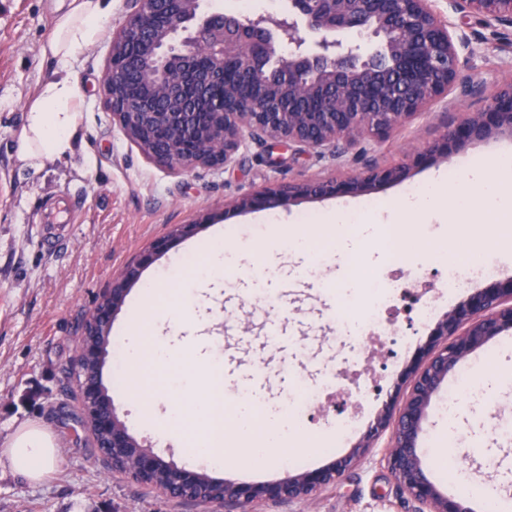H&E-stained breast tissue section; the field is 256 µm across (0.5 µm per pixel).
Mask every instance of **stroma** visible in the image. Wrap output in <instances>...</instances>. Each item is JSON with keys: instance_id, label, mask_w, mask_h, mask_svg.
I'll list each match as a JSON object with an SVG mask.
<instances>
[{"instance_id": "stroma-1", "label": "stroma", "mask_w": 512, "mask_h": 512, "mask_svg": "<svg viewBox=\"0 0 512 512\" xmlns=\"http://www.w3.org/2000/svg\"><path fill=\"white\" fill-rule=\"evenodd\" d=\"M69 4L0 0V512H238L230 504L169 499L114 471L98 453L90 430L78 425L82 410L74 366L86 313L154 239L213 215L211 227L174 246L178 254L191 242H204L212 228H223L225 248L237 251L239 259L225 266L221 281L199 288L190 311L180 308L191 279L182 269L160 287L138 320L129 321L125 306L112 320L116 329L130 325L147 348L165 315L174 312L184 321L185 331L174 339L181 347L175 360L163 366L142 360L127 394L115 387L108 393L132 436L165 460L190 469L194 463L187 446L196 438L198 415L185 412L182 429L169 436L158 427L179 410L181 399L172 383L185 377L195 353H209L206 332L226 335L228 355L246 369L261 371L254 381L246 369H225L226 394L243 390L279 403L322 378L336 361L359 356L353 328L369 313V281L384 280L395 269L406 277L426 274L436 318L461 301V293L438 286L444 275L438 247L447 234L455 236L451 261L478 252L492 261L499 278H512V257L500 249L501 238L512 237V212L496 217L491 233L481 239L464 224L449 229L440 212H433L416 224L408 250L391 261L381 237L356 235L355 252L349 255L331 240L324 224L310 223V216L335 207L333 196L277 208L269 224L260 221L263 209L230 208L268 188L351 174L368 160L408 163L406 180L369 193L379 202H397L406 185L421 183L436 170L430 163H409L410 152L438 140L446 122L483 111L498 86L512 80V32L488 27L476 15L457 19L470 40L463 76L479 83L481 94L435 102L388 138L367 140L344 169L308 151L282 147L269 154L251 146L231 166L175 174L150 163L113 126L105 105L102 82L112 33L129 12L128 0H114L112 17L97 41L72 62L83 100L84 152L35 169L18 160V135L30 97L54 76L56 65L42 50ZM72 196L80 201L81 220L68 244L48 251L44 226ZM299 232L307 235L309 247L295 254L288 242ZM254 285L272 296L268 307L244 300L225 305V298ZM433 327V321L419 323L411 308L403 307L398 328L405 343L396 355L383 351L371 357L363 371L369 387L363 412L349 406L326 415L314 407L289 416L290 442L273 448L267 463L251 471L243 465L249 447L229 440L222 449L223 477L274 482L299 468L322 467L346 456L394 397L402 371ZM467 368L469 380L450 376L434 400L421 439L424 462L437 485L455 483L448 471L453 465L470 488L491 485L502 496H512V435L505 433L512 426V383L506 381L512 376V330L472 353ZM351 418L356 421L353 432L342 435L340 423ZM27 424L43 426L57 442L58 465L39 481L17 474L5 453ZM385 446V440H378L339 482L312 499L262 502L253 512H420L398 490L383 461Z\"/></svg>"}]
</instances>
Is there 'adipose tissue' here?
<instances>
[{
    "mask_svg": "<svg viewBox=\"0 0 512 512\" xmlns=\"http://www.w3.org/2000/svg\"><path fill=\"white\" fill-rule=\"evenodd\" d=\"M111 15L112 0H71L68 11L57 18L54 33L44 49L45 56L56 62L57 70L54 79L42 84L25 108V123L18 140L20 161L40 167L47 161L73 157L82 148L81 98L69 62L98 39ZM447 180V174L442 172L405 192L392 214L393 223L419 219L443 200L448 203L450 221L454 224L471 221L473 203L477 200L486 213L500 214L506 205L502 187L512 180V159L501 156L491 167L479 155L462 159L458 166L461 187L450 196L445 193ZM222 381L223 362L211 354L193 364L189 381L179 391L184 409L201 412L206 419L198 433L199 453L218 470L223 467L224 435L214 426L213 398ZM252 412L249 400H239L235 435L238 440L251 444L254 454L288 441V429L280 411L267 410L263 435L259 438L255 437L250 422ZM56 448V441L47 429L26 425L18 430L6 453L18 474L36 481L56 465Z\"/></svg>",
    "mask_w": 512,
    "mask_h": 512,
    "instance_id": "adipose-tissue-1",
    "label": "adipose tissue"
}]
</instances>
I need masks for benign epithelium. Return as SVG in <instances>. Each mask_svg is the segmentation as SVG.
<instances>
[{"instance_id": "obj_1", "label": "benign epithelium", "mask_w": 512, "mask_h": 512, "mask_svg": "<svg viewBox=\"0 0 512 512\" xmlns=\"http://www.w3.org/2000/svg\"><path fill=\"white\" fill-rule=\"evenodd\" d=\"M202 0H129L125 23L113 33L103 78L112 124L154 165L174 173L229 166L240 148L288 146L341 162L367 139H384L398 126L457 90L482 87L461 79L459 46L466 36L435 9L434 0H289L282 18L242 20L203 10ZM455 14L478 15L512 29V0H449ZM356 31L379 39L367 53L345 40ZM512 133V81L486 109L445 126L441 139L421 147L413 162L447 160L458 148ZM406 164L366 163L345 178L270 188L233 204L235 210L288 206L301 199L359 193L402 181ZM209 219L180 224L127 264L104 292L112 308L92 315L112 322L141 271ZM512 330V278L470 293L429 333L400 376L398 404H387L366 440L341 459L265 484L212 479L196 501L233 503L246 512L256 501L305 500L335 484L390 432L385 455L398 488L424 512H472L468 499L443 493L423 461L420 438L433 398L448 374L491 338ZM99 379L78 378L83 415L92 434L107 437L101 455L112 469L169 498L188 499L205 473L166 461L135 439L112 403L96 401ZM163 473L158 485L152 478Z\"/></svg>"}]
</instances>
